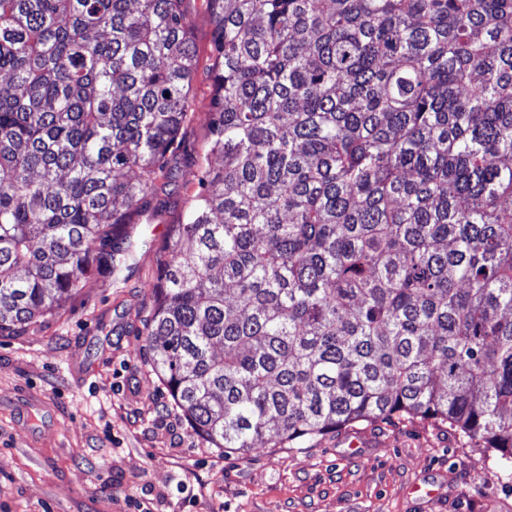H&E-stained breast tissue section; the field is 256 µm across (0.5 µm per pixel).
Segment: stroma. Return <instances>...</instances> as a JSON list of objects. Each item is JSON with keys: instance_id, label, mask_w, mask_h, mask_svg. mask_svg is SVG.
<instances>
[{"instance_id": "35a3bbf8", "label": "stroma", "mask_w": 512, "mask_h": 512, "mask_svg": "<svg viewBox=\"0 0 512 512\" xmlns=\"http://www.w3.org/2000/svg\"><path fill=\"white\" fill-rule=\"evenodd\" d=\"M195 96L181 137L209 150L212 28L190 0ZM191 170L159 212L134 225L153 240L128 280L87 276L61 308L0 336V512H512V479L494 452L431 420L360 422L367 447L328 434L303 448H217L193 431L145 349L155 288L172 258ZM436 495L415 498V482Z\"/></svg>"}]
</instances>
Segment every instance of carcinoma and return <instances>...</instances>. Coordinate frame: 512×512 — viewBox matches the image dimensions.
Listing matches in <instances>:
<instances>
[{"mask_svg":"<svg viewBox=\"0 0 512 512\" xmlns=\"http://www.w3.org/2000/svg\"><path fill=\"white\" fill-rule=\"evenodd\" d=\"M206 3L222 164L184 157L145 327L170 396L217 448L420 418L512 464V0ZM194 29L0 0L1 335L153 246Z\"/></svg>","mask_w":512,"mask_h":512,"instance_id":"obj_1","label":"carcinoma"}]
</instances>
